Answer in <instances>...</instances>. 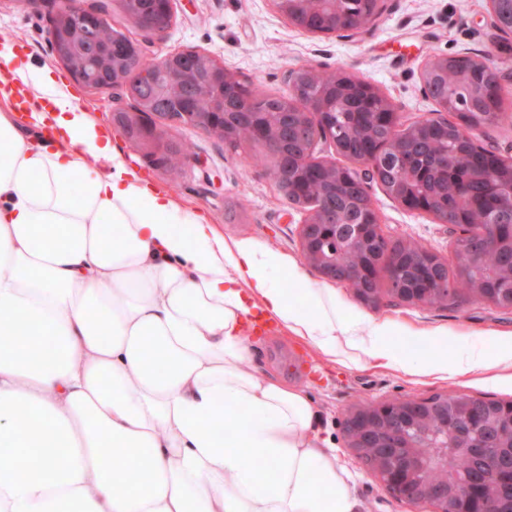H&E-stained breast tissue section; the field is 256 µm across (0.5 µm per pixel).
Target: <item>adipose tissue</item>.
I'll return each mask as SVG.
<instances>
[{
  "instance_id": "obj_1",
  "label": "adipose tissue",
  "mask_w": 512,
  "mask_h": 512,
  "mask_svg": "<svg viewBox=\"0 0 512 512\" xmlns=\"http://www.w3.org/2000/svg\"><path fill=\"white\" fill-rule=\"evenodd\" d=\"M0 512H360L353 476L301 389L251 367L247 316L335 357L334 308L279 252L224 242L143 181L50 70L0 42ZM53 105L24 136L16 88ZM288 275L296 289L282 287ZM351 347L410 375L512 364Z\"/></svg>"
}]
</instances>
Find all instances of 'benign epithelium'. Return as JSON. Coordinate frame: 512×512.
Wrapping results in <instances>:
<instances>
[{
    "label": "benign epithelium",
    "mask_w": 512,
    "mask_h": 512,
    "mask_svg": "<svg viewBox=\"0 0 512 512\" xmlns=\"http://www.w3.org/2000/svg\"><path fill=\"white\" fill-rule=\"evenodd\" d=\"M50 2L55 9L49 18L48 42L51 52L84 87L90 90L116 89L128 97L130 105L115 111V117L126 130L135 150L166 166V155L174 150L167 144L160 149L161 126L170 120V109H181L182 118L207 136L226 142L239 127L254 121L253 97L241 90L238 75L204 52L186 49L169 52L153 60L145 57L144 44L160 39L173 23L176 0H114L127 21L143 35V41L126 40L127 50L121 56L112 53V46L100 43V30L107 26L100 10L87 9L83 0H23L38 7ZM288 23L306 33L354 40L366 35L381 19L387 0H374L370 13L336 12V0H273ZM305 4L320 15L322 29L306 26L292 5ZM490 28L497 37L512 38V24L503 20L512 14V0H487ZM465 61L468 66L455 69V80L467 82L472 65L483 69L486 82L499 86L508 77L499 67L483 57L469 55H442L425 64L420 77V91L434 100L437 111H447L436 97V87L430 76L435 71H448V64ZM302 66L288 71L284 77V91L269 99L268 125L257 134L255 144L273 161L272 177L277 183L289 209L304 214L300 228L302 256L323 278L345 283L365 302L376 305L380 301L378 277L365 266L351 263L365 247L372 248L377 259L386 260L388 293L403 302L426 304L429 292L409 293L399 276V253L404 243L386 237L380 219L367 224L350 219L354 209L376 213L371 197V183L387 190L404 208L407 190L418 180V173L407 157L408 145L422 138L435 117L423 116L407 124L396 106L377 86L365 81L363 91L368 97L381 100V111L372 113L370 121H381L389 129L387 139L380 142L376 155H365L353 160L351 180H346L344 168L334 162H324L319 168L322 184L318 201H308L294 194L296 172L314 163V152L321 142L329 143L338 151L341 143L361 138L369 133L368 125H354L346 134L336 136L329 124L328 112L335 110L336 101L346 109L354 110L358 99L343 92L339 99L324 93L308 94L302 83ZM502 224H512V186L501 190L499 206L487 213L473 234L466 240L470 252L475 253L498 234ZM340 239L341 249L324 248L328 239ZM430 292L448 296V262L429 258ZM345 436L348 447L357 458L364 449L377 450L376 468L384 473V487L389 492L412 504L431 503L437 512H446L448 482L415 484L392 478L410 467L407 451L419 447L416 437L431 438L436 447H448V397L437 401L412 398L396 399L357 408L346 418ZM503 434L499 431L480 438L472 451L484 456L497 448ZM498 470L503 490L512 493V454L498 457Z\"/></svg>",
    "instance_id": "7a95c632"
}]
</instances>
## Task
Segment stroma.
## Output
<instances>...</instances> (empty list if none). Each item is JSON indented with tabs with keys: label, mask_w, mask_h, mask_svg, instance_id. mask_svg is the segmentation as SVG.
<instances>
[{
	"label": "stroma",
	"mask_w": 512,
	"mask_h": 512,
	"mask_svg": "<svg viewBox=\"0 0 512 512\" xmlns=\"http://www.w3.org/2000/svg\"><path fill=\"white\" fill-rule=\"evenodd\" d=\"M48 26L47 7L35 11L23 0H0V39L15 43L18 65L34 71L51 67L137 174L180 205L201 210L225 241L248 238L282 253L295 263L305 282L335 306L337 318L354 325L359 335L370 336L377 323L394 325L396 331L385 346L402 358L420 351L450 358L463 348L493 355L502 338L512 337V310L487 302L464 298L438 308L402 303L385 294L378 305L370 306L347 285L322 278L302 257V214L289 210L270 176V166L254 164L250 151L233 150L191 125L169 121L162 127L165 139L193 143L197 159L173 172L148 163L134 150L124 128L113 122L111 90L85 88L56 62L47 43ZM184 49L218 59L264 95L281 93L286 70L300 64L345 71L378 86L406 120L429 115L434 108L418 93L422 67L431 57L468 52L512 71V41L493 42L485 0H388L376 28L356 41L300 31L289 25L272 0H177L173 25L162 39L148 44L146 56L152 59ZM371 194L385 234L416 241L442 259L453 260L456 236L448 225L404 209L381 186H373ZM252 366L302 389L313 400L322 437L337 448L354 475L353 491L362 512L435 509L397 498L353 455L344 433L352 407L446 394L512 399V368L467 376H417L366 356L356 365L331 361L273 322L266 323L259 336Z\"/></svg>",
	"instance_id": "stroma-1"
}]
</instances>
